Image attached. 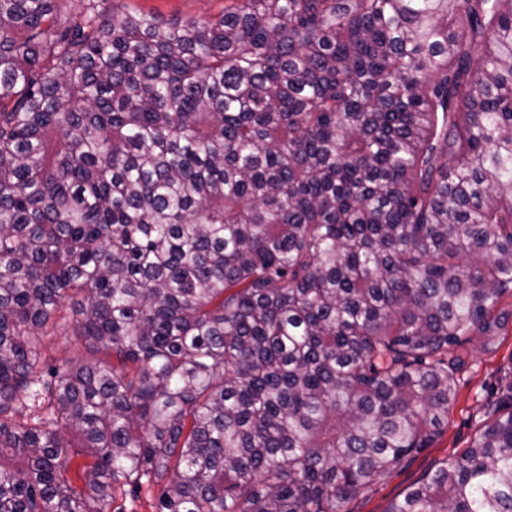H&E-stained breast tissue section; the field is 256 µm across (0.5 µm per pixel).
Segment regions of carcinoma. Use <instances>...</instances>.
I'll return each mask as SVG.
<instances>
[{
    "mask_svg": "<svg viewBox=\"0 0 512 512\" xmlns=\"http://www.w3.org/2000/svg\"><path fill=\"white\" fill-rule=\"evenodd\" d=\"M506 295L512 0H0V512H341ZM387 512H512V387ZM226 0H114L118 14L127 11L154 14L165 23L213 18L224 12ZM71 334V323L68 321L58 328V336H52L46 340L44 353L56 366H62L67 360L77 357L83 352L79 344H74V336ZM160 485L142 484L139 489H129L116 493L109 512H153Z\"/></svg>",
    "mask_w": 512,
    "mask_h": 512,
    "instance_id": "obj_1",
    "label": "carcinoma"
}]
</instances>
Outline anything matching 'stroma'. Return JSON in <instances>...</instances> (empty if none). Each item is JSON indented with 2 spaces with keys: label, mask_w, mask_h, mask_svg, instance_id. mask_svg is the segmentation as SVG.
<instances>
[{
  "label": "stroma",
  "mask_w": 512,
  "mask_h": 512,
  "mask_svg": "<svg viewBox=\"0 0 512 512\" xmlns=\"http://www.w3.org/2000/svg\"><path fill=\"white\" fill-rule=\"evenodd\" d=\"M225 0H114L116 12L154 14L166 23L213 18L223 13ZM507 327L497 336L492 350H483L479 340L458 350L466 364L458 374L457 394L448 410V426L432 447L414 453L405 466L372 486L371 490L345 504V512H387L392 500L417 487L439 463L467 448L485 418L486 410L512 383V297L498 307Z\"/></svg>",
  "instance_id": "stroma-1"
}]
</instances>
